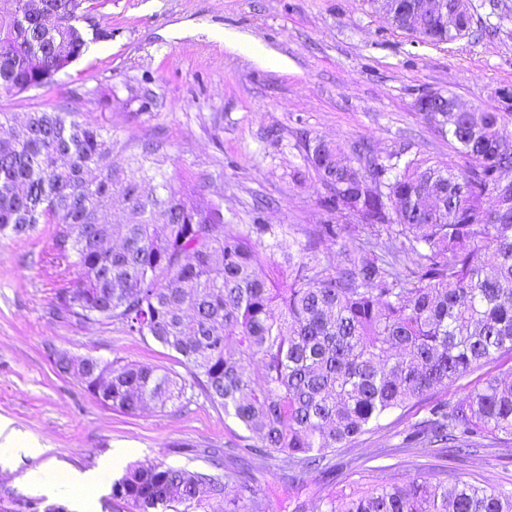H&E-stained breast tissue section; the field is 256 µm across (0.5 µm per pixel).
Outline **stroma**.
<instances>
[{"label":"stroma","mask_w":512,"mask_h":512,"mask_svg":"<svg viewBox=\"0 0 512 512\" xmlns=\"http://www.w3.org/2000/svg\"><path fill=\"white\" fill-rule=\"evenodd\" d=\"M474 35L429 44L393 26L376 0H106L96 20L111 29L49 88L0 94V112L65 108L102 126L115 157L156 144L173 185L195 201L221 204L224 221L267 224L302 248L312 229L341 218L307 161L324 141L351 154L466 165L453 142L416 112L425 91H448L487 109L512 89V0H471ZM264 51L257 57L246 45ZM38 235L0 242V447L26 439L39 453L0 470L6 512H75L59 492L27 487L26 474L67 464L96 469L126 451L129 462L160 458L204 471L206 448H229L242 430L205 400L128 416L98 404L76 374L54 369L50 349L80 359L120 358L177 369V355L152 340L96 322L64 323L50 313L54 293ZM392 412L376 433L336 452L327 472H289L283 459H251L244 470L265 493L266 512L423 467L493 484L512 482V448L493 444L459 460L436 449L396 451L413 424Z\"/></svg>","instance_id":"obj_1"}]
</instances>
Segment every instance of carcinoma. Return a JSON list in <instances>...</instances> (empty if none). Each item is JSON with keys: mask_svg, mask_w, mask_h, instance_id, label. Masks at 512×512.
Listing matches in <instances>:
<instances>
[{"mask_svg": "<svg viewBox=\"0 0 512 512\" xmlns=\"http://www.w3.org/2000/svg\"><path fill=\"white\" fill-rule=\"evenodd\" d=\"M418 0H397L392 24L446 43L470 34L469 0H444L434 19L410 15ZM94 0H0V91L52 85L87 48L83 25ZM449 94L421 95L416 109L468 160L456 172L424 159L351 158L317 142L309 161L327 190L326 206L355 224H320L316 239L343 229L372 240L336 269L314 256L277 285L261 268L266 224L234 228L219 205L198 204L161 169L159 146L124 161L112 138L73 112H31L0 137V239L45 226L50 262L64 267L53 314L112 323L179 355L189 378L147 363L99 361L81 375L100 404L126 415L188 404V391L224 409L245 431L238 450L284 456L290 470L324 468L338 448L408 412L430 391L492 363L512 361V141L500 130L504 106L452 115ZM495 198L488 209L484 199ZM120 196L127 224L105 203ZM117 237L120 245L104 243ZM416 257L400 271L401 257ZM491 255L497 264L485 269ZM258 364L261 372L251 366ZM512 442V369L490 376L448 404L428 403L401 449L451 448L469 456L481 441ZM218 449L211 470L160 459L138 462L112 484L128 512H266L265 496L238 477ZM295 512H512V488L420 472L349 493L318 497Z\"/></svg>", "mask_w": 512, "mask_h": 512, "instance_id": "carcinoma-1", "label": "carcinoma"}]
</instances>
